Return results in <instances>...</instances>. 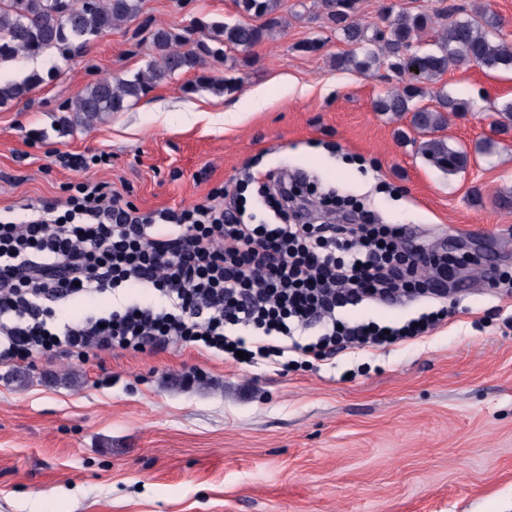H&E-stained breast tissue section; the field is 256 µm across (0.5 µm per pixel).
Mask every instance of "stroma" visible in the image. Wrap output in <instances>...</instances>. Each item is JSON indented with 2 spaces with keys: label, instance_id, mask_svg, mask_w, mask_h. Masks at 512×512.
<instances>
[{
  "label": "stroma",
  "instance_id": "stroma-1",
  "mask_svg": "<svg viewBox=\"0 0 512 512\" xmlns=\"http://www.w3.org/2000/svg\"><path fill=\"white\" fill-rule=\"evenodd\" d=\"M392 2L408 13L477 4L512 42V0ZM279 13L282 31L210 64L221 78L225 61L250 58L234 92L194 89L184 73L88 122H65L64 106L88 83L144 70L153 28L241 22L237 0H142L78 57L1 67L6 79L57 75L0 108V217L22 221L90 177L145 215L243 184L247 214L270 223L248 177L299 172L482 268L449 281L452 313L426 336L288 373L191 345L0 364V512H512V289L491 283L512 273V208L498 201L512 192V132L496 127L512 71L462 68L429 85L426 104H468L441 132L469 155L449 174L422 154L409 117L374 109L409 76L333 67L348 45L320 0H282ZM307 41L317 50L301 51ZM58 152L111 162L76 171L52 163ZM429 308L405 300L350 316L396 325Z\"/></svg>",
  "mask_w": 512,
  "mask_h": 512
}]
</instances>
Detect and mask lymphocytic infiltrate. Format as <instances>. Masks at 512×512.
Segmentation results:
<instances>
[{
	"mask_svg": "<svg viewBox=\"0 0 512 512\" xmlns=\"http://www.w3.org/2000/svg\"><path fill=\"white\" fill-rule=\"evenodd\" d=\"M258 192L275 223L245 222V205L225 207L220 187L188 207L144 215L111 183L90 178L25 221L0 219V361L32 364L59 352L85 362L100 351L192 344L231 360L241 351L325 362L416 338L447 318L443 307L386 328L348 314L400 295L445 297L469 255L405 247L399 227L357 201L323 197L328 217L313 222V190L302 184ZM120 287L151 295L59 320L56 303ZM313 325L316 341L299 342L296 332Z\"/></svg>",
	"mask_w": 512,
	"mask_h": 512,
	"instance_id": "1",
	"label": "lymphocytic infiltrate"
}]
</instances>
